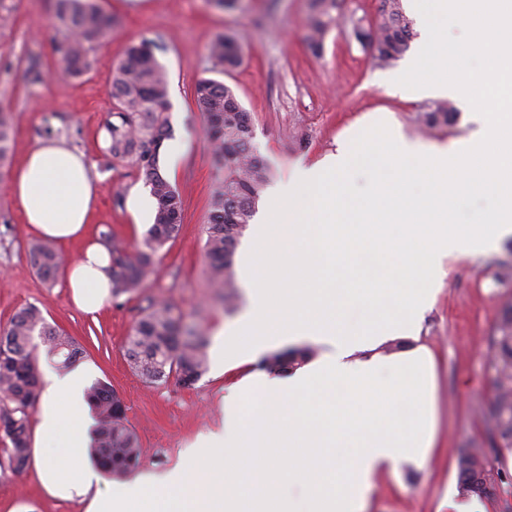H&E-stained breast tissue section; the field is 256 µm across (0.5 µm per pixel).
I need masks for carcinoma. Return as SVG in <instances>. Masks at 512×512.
<instances>
[{"mask_svg": "<svg viewBox=\"0 0 512 512\" xmlns=\"http://www.w3.org/2000/svg\"><path fill=\"white\" fill-rule=\"evenodd\" d=\"M387 9L378 16L372 31V58L389 66L408 49L412 22L401 0H386ZM334 0H312L309 19L310 44L321 48L332 17ZM54 19L62 32L58 52L70 75H82L90 67L89 53L110 32L114 19L98 0H54ZM161 38L145 39L128 47L126 57L112 74V109L102 129L103 157L125 161L149 186L156 201L154 223L144 248L132 253L113 240L112 230L100 232L107 248L112 297L137 292L153 273V255L173 240L182 221L183 200L163 174L160 157L172 130L168 116L169 78L156 52ZM212 69L229 73L243 60L238 39L222 33L209 46ZM197 110L206 120L216 163L224 170L210 201L206 256L210 287L226 303L234 294V254L256 211L272 172L253 144L252 116L239 102L234 90L213 78L201 79L195 88ZM458 113L446 103H436L422 112L425 127L450 126ZM14 126L11 114L0 112V184L10 179V153ZM27 254L36 272L46 281L56 279L63 266L61 254L49 243L32 241ZM61 371L70 369L84 349L64 331L47 322L39 308L21 309L8 324L0 326V393L13 407L0 417L3 452L9 467L21 471L30 457L29 409L41 390L38 344ZM490 363L496 374L492 406L493 445L512 454V306L500 316L488 338ZM127 356L133 370L151 384L175 378L191 385L206 371L205 343L196 332L185 329L167 304H150L127 338ZM95 411L97 426L92 436L91 457L122 474L139 464L141 448L127 426L121 398L100 381L86 391ZM458 490L462 496L487 498L507 482L501 472H492L482 448L462 452L457 460Z\"/></svg>", "mask_w": 512, "mask_h": 512, "instance_id": "1", "label": "carcinoma"}]
</instances>
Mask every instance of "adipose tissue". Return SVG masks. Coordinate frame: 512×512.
<instances>
[{
    "instance_id": "adipose-tissue-1",
    "label": "adipose tissue",
    "mask_w": 512,
    "mask_h": 512,
    "mask_svg": "<svg viewBox=\"0 0 512 512\" xmlns=\"http://www.w3.org/2000/svg\"><path fill=\"white\" fill-rule=\"evenodd\" d=\"M422 23L420 50L395 92L452 94L478 128L445 146L393 129L368 138L385 174L355 195L348 145L297 167L268 196L240 261L249 305L225 363L241 364L280 341L306 340L322 355L280 376L242 381L224 399L223 433L184 462L100 490L87 461L92 419L85 375H48L33 439L44 490L86 501L85 512H364L378 476L426 467L439 445L433 357L416 344L443 261L493 251L512 235V0H405ZM455 24L486 37L481 70L444 37ZM91 164L59 141H40L17 166L12 201L28 224L59 242L82 241L70 264L73 301L92 314L111 296L109 257L88 242L95 209ZM491 207L471 224L459 211L476 194ZM399 350L387 351L388 343Z\"/></svg>"
}]
</instances>
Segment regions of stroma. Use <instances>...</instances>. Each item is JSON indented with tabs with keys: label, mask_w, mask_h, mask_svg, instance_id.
<instances>
[{
	"label": "stroma",
	"mask_w": 512,
	"mask_h": 512,
	"mask_svg": "<svg viewBox=\"0 0 512 512\" xmlns=\"http://www.w3.org/2000/svg\"><path fill=\"white\" fill-rule=\"evenodd\" d=\"M383 0H335L333 24L321 51L307 42L310 0H242L238 9L222 11L209 0H99L118 24L90 55L81 76H69L56 46L53 0H0V110L11 112L15 129L13 164L45 137L65 142L84 154L96 182L90 236L111 227L129 251L139 250L149 230L136 223L132 207L148 195L134 169L120 160L105 161L101 125L112 108V72L131 44L162 35L167 49L158 56L169 73L172 136L166 143L164 171L180 193L183 220L178 236L154 256L155 274L134 294L110 300L86 314L72 303L64 276L44 281L27 255L36 237L15 205L8 187L0 186V324L34 305L46 320L65 330L84 350L80 366L88 383L102 381L117 392L128 427L137 435L139 470L175 467L200 435L221 429L224 397L250 373L266 372L264 357L238 367L208 366L194 384L170 380L146 383L130 367L126 341L149 303L162 301L183 325L205 336L207 356H214L217 332L233 334L245 305L236 287L232 305L218 299L209 285L206 228L211 196L222 177L198 112L194 88L211 76L208 48L216 35L233 33L243 63L223 75L253 120L254 145L270 166L273 182L287 181L297 165H312L334 153L342 140L360 148L381 124L399 126L406 138L445 144L468 137L476 128L472 115L460 111L454 126L425 129L419 116L430 99L407 101L394 86L416 56L420 40L391 66H376L368 48L352 35L353 22H375ZM36 63L46 81L29 85L25 70ZM53 113L52 133H45L44 113ZM122 194V206L113 197ZM512 264V238L484 258H453L444 264L436 302L421 319L420 345L435 355V406L444 440L427 468L382 475L366 512H437L457 489L456 461L470 442L488 447L485 419L492 407L494 371L487 338L503 308L512 304V279L501 266ZM0 512H85L79 501L46 494L32 467L12 471L0 458Z\"/></svg>",
	"instance_id": "35a3bbf8"
}]
</instances>
